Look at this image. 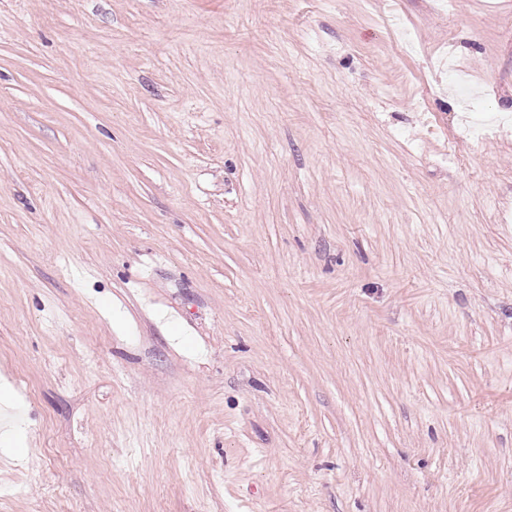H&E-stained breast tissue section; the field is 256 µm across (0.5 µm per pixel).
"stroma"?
<instances>
[{"label": "stroma", "instance_id": "stroma-1", "mask_svg": "<svg viewBox=\"0 0 512 512\" xmlns=\"http://www.w3.org/2000/svg\"><path fill=\"white\" fill-rule=\"evenodd\" d=\"M472 112L512 0H0V512H512Z\"/></svg>", "mask_w": 512, "mask_h": 512}]
</instances>
